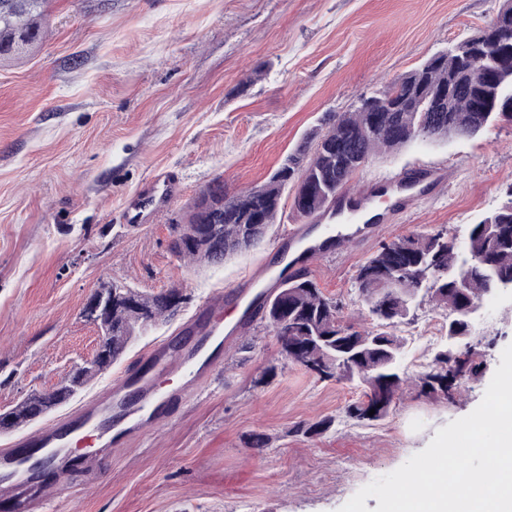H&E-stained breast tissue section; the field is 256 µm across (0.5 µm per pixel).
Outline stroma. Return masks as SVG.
I'll list each match as a JSON object with an SVG mask.
<instances>
[{"label": "stroma", "mask_w": 512, "mask_h": 512, "mask_svg": "<svg viewBox=\"0 0 512 512\" xmlns=\"http://www.w3.org/2000/svg\"><path fill=\"white\" fill-rule=\"evenodd\" d=\"M500 0H46L41 35L0 63V413L64 380L91 359L100 331L83 310L112 281L141 293L176 286L187 301L134 339L125 356L43 420L7 433L0 448L83 404L131 369L207 299L271 262L275 240L303 225L291 197L259 247L219 266L187 264L169 247L177 224L215 179L229 193L261 184L325 115L473 35ZM445 170L446 183L408 210L383 208L372 235L305 264L342 300L344 322L370 328L354 291L359 267L383 243L468 224L512 185V124L471 140L414 141L373 156L356 186L399 180L409 165ZM181 195L132 230L125 207L155 175ZM448 312L424 304L395 327L410 377L428 371ZM253 351L242 352L246 340ZM483 363L448 402L412 387L381 420L346 415L359 384L321 381L282 362L255 322L224 348L208 383L143 438L100 449L102 467L74 470L46 491L49 512L73 495L76 512H339L363 486L425 449L437 430L481 402L512 344V297L490 295L466 338ZM276 376L254 377L268 364ZM333 419L319 435L295 425ZM253 433L270 437L247 448Z\"/></svg>", "instance_id": "obj_1"}]
</instances>
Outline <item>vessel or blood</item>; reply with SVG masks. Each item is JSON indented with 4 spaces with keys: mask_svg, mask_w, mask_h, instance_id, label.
<instances>
[{
    "mask_svg": "<svg viewBox=\"0 0 512 512\" xmlns=\"http://www.w3.org/2000/svg\"><path fill=\"white\" fill-rule=\"evenodd\" d=\"M446 174L439 168L416 169L409 188L385 189L392 206L408 208L411 202L443 182ZM180 187L170 175H161L143 187L136 201L125 211V222L136 229L149 223L150 211H162L174 203ZM372 204L364 191L340 196L335 204L312 219L311 225L297 227L288 239L287 261L296 265L324 253V240L343 247L357 239L371 219ZM257 282L235 288L226 295L206 301L187 329L192 341L181 347L170 342L158 344L149 356V369L139 375L115 379L112 386L76 412L40 428L20 440V447L30 449L35 457L50 459L57 469H64L71 448L85 444L112 447L123 440L143 436L166 418L171 410L185 403L187 395L207 382L224 355L225 305L238 309L239 325H246L261 301ZM10 451L0 448V491L21 504L41 494L42 485L28 470L27 463H6Z\"/></svg>",
    "mask_w": 512,
    "mask_h": 512,
    "instance_id": "1",
    "label": "vessel or blood"
}]
</instances>
